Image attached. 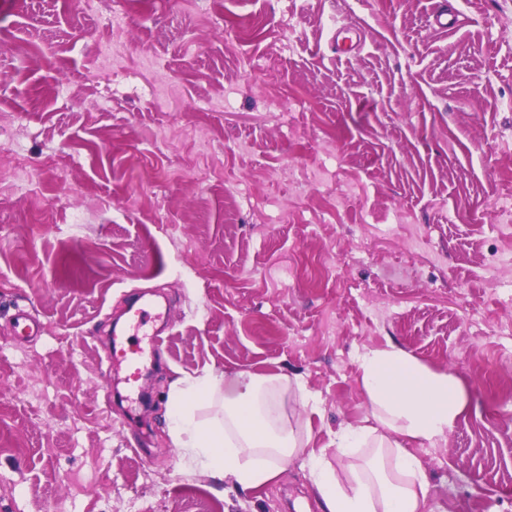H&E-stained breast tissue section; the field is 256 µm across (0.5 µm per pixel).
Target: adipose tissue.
<instances>
[{"label": "adipose tissue", "instance_id": "obj_1", "mask_svg": "<svg viewBox=\"0 0 512 512\" xmlns=\"http://www.w3.org/2000/svg\"><path fill=\"white\" fill-rule=\"evenodd\" d=\"M358 365L373 422L337 431L333 444L347 463L345 476L323 456L308 454L322 512H427L428 475L407 444L445 438L465 408L463 383L392 344L364 351ZM291 388L281 375H247L229 385L212 372L176 380L167 417L171 443L216 479L260 487L307 454L309 435L291 425L283 407ZM215 402L214 416L197 419L198 408Z\"/></svg>", "mask_w": 512, "mask_h": 512}]
</instances>
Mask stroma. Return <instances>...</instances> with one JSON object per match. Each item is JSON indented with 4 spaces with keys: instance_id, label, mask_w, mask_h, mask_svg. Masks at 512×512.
<instances>
[{
    "instance_id": "stroma-1",
    "label": "stroma",
    "mask_w": 512,
    "mask_h": 512,
    "mask_svg": "<svg viewBox=\"0 0 512 512\" xmlns=\"http://www.w3.org/2000/svg\"><path fill=\"white\" fill-rule=\"evenodd\" d=\"M435 2L107 0L121 29L76 30L0 0V512H321L305 457L247 490L191 467L170 385L299 377L331 460L390 344L466 390L409 446L430 512H512V0H449L447 32ZM133 303L169 318L149 385L102 342Z\"/></svg>"
}]
</instances>
